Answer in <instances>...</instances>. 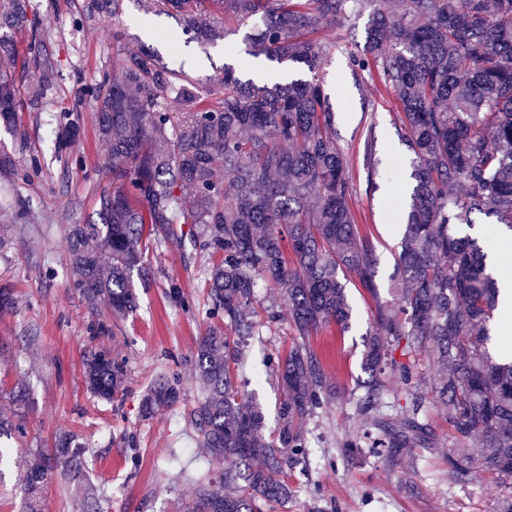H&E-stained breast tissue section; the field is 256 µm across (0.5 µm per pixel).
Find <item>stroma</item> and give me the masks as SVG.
<instances>
[{
    "label": "stroma",
    "instance_id": "obj_1",
    "mask_svg": "<svg viewBox=\"0 0 512 512\" xmlns=\"http://www.w3.org/2000/svg\"><path fill=\"white\" fill-rule=\"evenodd\" d=\"M393 0H366L335 23L322 26L313 39L326 56L318 78L336 114L337 144L347 159L350 207L360 235L370 239L378 256L377 295L355 279L347 292L353 308L349 329L330 324L309 336L308 345L338 389L337 397L309 424L313 444L309 467H297L290 482L292 498L277 512H495L505 494L491 472L473 464L467 482L451 478L448 449L457 441L447 412L431 400L429 420L438 445L412 449L396 466L386 465L368 448L348 450L342 443L359 424L351 408L352 391L362 375L363 337L370 326L375 298H387L395 253L403 226L398 201L410 181L411 168L399 137L395 92L376 67L352 68L362 55L374 8ZM85 0H27V21L14 28V52L0 54V68H10L25 102L18 124L26 132L16 139L0 127V154L12 163L0 172V225L14 227L12 243L0 253V286L16 300L0 312V413L12 415L10 393L26 390L24 432L5 439L9 453L0 458V512H25L20 475L30 450L54 454L55 439L67 433L85 449L86 480L97 490L94 501L49 479L43 489L45 512H177L195 492L200 470L195 440L182 420L199 394L194 350L211 324L207 285L202 276L210 258L200 250V227L182 224L178 238L159 247L142 242L148 276L132 275L136 306L122 318L107 306L89 311L72 286L64 227L97 218V198L111 190L103 166L106 146L95 131V112L84 105L80 132L70 149L59 150L55 128L63 109L72 107L81 86L119 60L118 50L145 46L177 58L201 85L213 86L225 65L253 61L243 79L274 83L277 65L265 56L250 58L252 23L224 18V40L201 46L182 36L178 18L145 14L137 0H124L118 17L106 23L88 18ZM121 33V46L112 43ZM41 39L57 61L53 77L38 86L39 74L28 48ZM374 154H366L367 138ZM29 217H21L23 207ZM179 287L173 297L171 287ZM287 318L264 328L240 345L237 380L254 394L268 426L276 424L281 388L268 362L278 361L299 343ZM109 349L123 359L125 390L104 400L87 391L83 362L88 350ZM175 378L180 399L143 416L141 400L158 377Z\"/></svg>",
    "mask_w": 512,
    "mask_h": 512
}]
</instances>
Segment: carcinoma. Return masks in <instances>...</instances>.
<instances>
[{"instance_id":"1","label":"carcinoma","mask_w":512,"mask_h":512,"mask_svg":"<svg viewBox=\"0 0 512 512\" xmlns=\"http://www.w3.org/2000/svg\"><path fill=\"white\" fill-rule=\"evenodd\" d=\"M363 0H145L147 12L175 14L202 45L224 38V12L259 18L252 38L277 63L310 74L323 56L308 35ZM123 0H86L87 15L116 16ZM380 69L403 115L400 139L415 185L406 202L390 299L377 298V256L356 231L347 162L336 143V115L323 86L295 78L258 86L231 66L217 78L222 96L156 52H128L82 89L95 107L112 191L100 194V223L67 225L66 244L87 307L115 316L135 307L133 273L146 272L144 236L173 241L178 224L201 226L199 246L216 258L204 270L209 326L195 351L203 392L184 415L205 470L180 512H270L292 497L289 477L309 461L308 421L336 397L322 361L306 343L273 364L283 399L277 429L237 383L239 342L279 319L277 306L253 307L259 282L283 290L288 320L301 337L330 323L347 329L351 306L341 274L375 298L365 336L366 378L353 393L365 441L392 463L408 448H431L427 391L448 410L458 435L448 465L459 481L472 463L512 486V358L491 354L487 323L498 286L478 240L460 232L471 216H494L512 231V0H397L376 12L360 69ZM183 111L175 112L169 100ZM18 90L0 70V124L16 134ZM59 145L79 132L59 116ZM87 388L104 398L124 389V361L104 349L84 362ZM174 380L160 377L143 413L174 405ZM59 435L54 457L27 456L28 512H43L39 490L53 471L85 478L83 452Z\"/></svg>"}]
</instances>
